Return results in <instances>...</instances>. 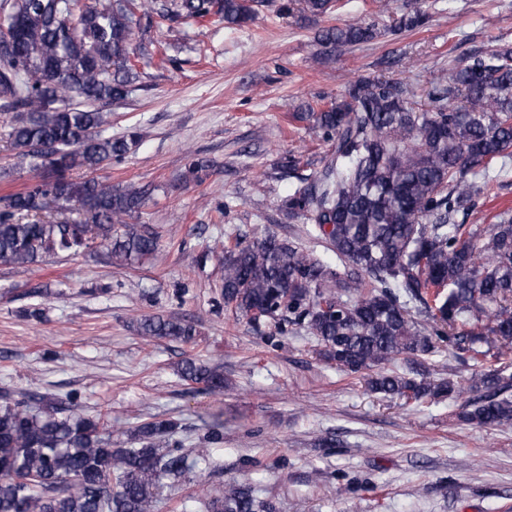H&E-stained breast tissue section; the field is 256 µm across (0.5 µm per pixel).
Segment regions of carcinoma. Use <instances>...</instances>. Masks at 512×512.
<instances>
[{
    "mask_svg": "<svg viewBox=\"0 0 512 512\" xmlns=\"http://www.w3.org/2000/svg\"><path fill=\"white\" fill-rule=\"evenodd\" d=\"M258 0H7L0 12V112H14L8 138L18 170L52 176L0 197V262L28 267L49 256L107 250L124 267L159 254L157 234L130 224L146 196L132 183L68 179L124 157L135 133L106 136L97 103L124 100L137 70L130 47L141 20L229 27L251 19ZM322 17L333 0H300ZM428 16L414 10L390 30L414 31ZM373 25L352 20L317 33L332 52L369 42ZM408 84L360 77L320 110L306 115L331 142L320 175L288 196L290 218L311 224L336 266L293 243L268 236L229 242L222 266L224 306L250 321L303 327L316 352L342 371L378 369L373 391L416 402L454 398L451 383L415 380L389 365L405 354L427 355L448 342L476 363L512 357V214L483 228L458 224L512 157V46L467 52L436 76L418 108ZM77 209L92 223L65 214ZM422 307V321L407 305ZM144 336L188 343L185 320H142ZM182 380L212 394L224 391V370L189 359ZM481 392L459 419L512 425V379L498 367L477 373ZM47 393L0 395V512H155L164 480L186 478L200 460L182 452L177 422L154 418L133 429L135 448L112 447L100 416L75 411ZM224 438L223 413L211 414L206 440ZM203 512H281L250 482L228 484L199 501Z\"/></svg>",
    "mask_w": 512,
    "mask_h": 512,
    "instance_id": "obj_1",
    "label": "carcinoma"
}]
</instances>
